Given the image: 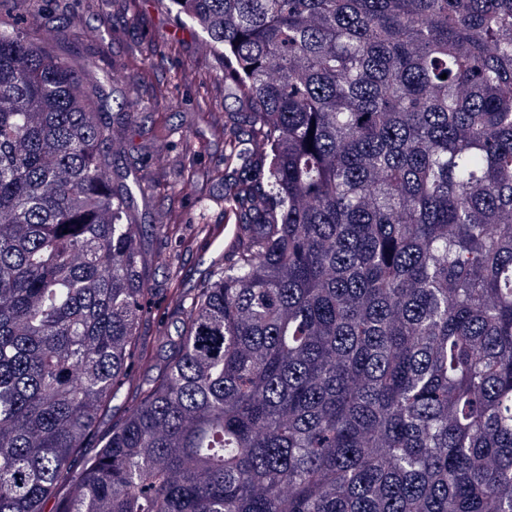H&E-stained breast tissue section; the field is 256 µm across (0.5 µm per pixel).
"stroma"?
<instances>
[{
    "mask_svg": "<svg viewBox=\"0 0 512 512\" xmlns=\"http://www.w3.org/2000/svg\"><path fill=\"white\" fill-rule=\"evenodd\" d=\"M46 8L64 34L60 56L93 65L104 120L122 104L143 106L121 151L111 155L108 174L115 185L127 177L138 182L134 207L155 300L139 332L150 342L179 324L172 283L196 287L209 268L212 251L200 226L232 221L224 201L225 156L238 152L258 161L251 145L263 133L225 79L222 56L205 33L181 26L169 0H48ZM158 134L166 137L161 157ZM187 183L194 197L183 195ZM158 222L166 231H155Z\"/></svg>",
    "mask_w": 512,
    "mask_h": 512,
    "instance_id": "1",
    "label": "stroma"
}]
</instances>
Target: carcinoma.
Masks as SVG:
<instances>
[{
	"mask_svg": "<svg viewBox=\"0 0 512 512\" xmlns=\"http://www.w3.org/2000/svg\"><path fill=\"white\" fill-rule=\"evenodd\" d=\"M46 2L0 23V512H512V0H171L266 151L77 470L151 288Z\"/></svg>",
	"mask_w": 512,
	"mask_h": 512,
	"instance_id": "cac0c4a2",
	"label": "carcinoma"
}]
</instances>
